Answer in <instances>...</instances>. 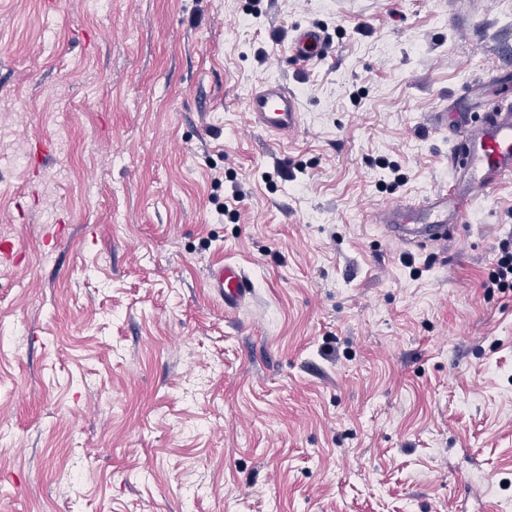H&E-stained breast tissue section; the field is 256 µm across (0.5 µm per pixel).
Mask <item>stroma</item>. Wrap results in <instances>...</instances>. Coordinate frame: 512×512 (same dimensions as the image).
<instances>
[{"label": "stroma", "instance_id": "stroma-1", "mask_svg": "<svg viewBox=\"0 0 512 512\" xmlns=\"http://www.w3.org/2000/svg\"><path fill=\"white\" fill-rule=\"evenodd\" d=\"M508 14L0 0V512H512V179L443 248L372 221L447 187L432 116L512 72ZM267 79L294 136L245 108ZM327 42L325 32L316 26L299 27L289 48L290 58L298 62H310L323 55ZM246 108L256 127L270 135L288 137L301 124L297 95L279 80L261 82L247 98ZM501 255L497 259L494 282L498 288H512V247L505 242L502 244ZM207 283L210 291L224 299V307L234 310L253 295V283L241 268L218 265L209 269Z\"/></svg>", "mask_w": 512, "mask_h": 512}]
</instances>
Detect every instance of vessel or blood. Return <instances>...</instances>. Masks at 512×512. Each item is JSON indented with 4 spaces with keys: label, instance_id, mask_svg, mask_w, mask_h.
<instances>
[{
    "label": "vessel or blood",
    "instance_id": "b4317fda",
    "mask_svg": "<svg viewBox=\"0 0 512 512\" xmlns=\"http://www.w3.org/2000/svg\"><path fill=\"white\" fill-rule=\"evenodd\" d=\"M326 42L321 28H298L290 57L306 63L318 59ZM246 108L256 127L270 135L290 136L301 124L296 93L278 80L261 82L248 97ZM450 163L453 178L448 188L417 208L401 203L387 206L376 213V223L385 225L395 240L436 244L447 243L449 231L468 224L472 201L490 197L499 184L512 178V86L500 85L494 108L461 126ZM207 283L228 309L237 308L254 291L244 270L226 264L211 267Z\"/></svg>",
    "mask_w": 512,
    "mask_h": 512
}]
</instances>
